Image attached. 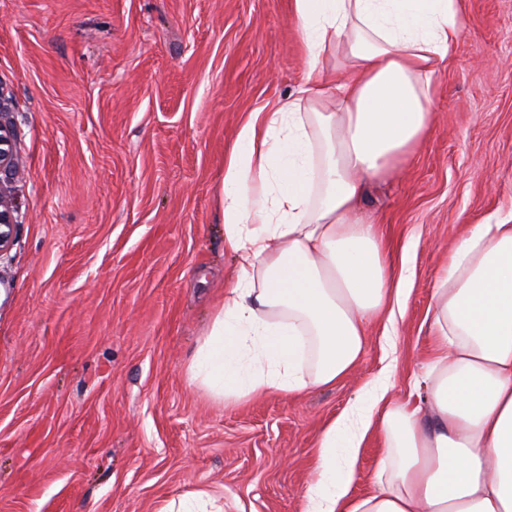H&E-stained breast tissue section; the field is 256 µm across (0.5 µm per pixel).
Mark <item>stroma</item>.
<instances>
[{"mask_svg":"<svg viewBox=\"0 0 512 512\" xmlns=\"http://www.w3.org/2000/svg\"><path fill=\"white\" fill-rule=\"evenodd\" d=\"M432 132L367 209L413 277L329 389L241 405L184 369L224 298L217 190L249 113L309 72L292 0H0L21 225L0 255V512H302L317 439L378 376L419 403L437 278L512 217V0H462ZM218 492L197 491L189 496H181L171 499L159 506L157 512H223L217 502ZM210 506V508H208Z\"/></svg>","mask_w":512,"mask_h":512,"instance_id":"stroma-1","label":"stroma"}]
</instances>
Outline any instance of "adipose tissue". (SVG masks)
<instances>
[{
	"mask_svg": "<svg viewBox=\"0 0 512 512\" xmlns=\"http://www.w3.org/2000/svg\"><path fill=\"white\" fill-rule=\"evenodd\" d=\"M311 66L251 113L224 162L233 275L186 368L190 387L238 404L328 388L361 361L368 324L394 316V269L363 212L431 129L435 76L453 61L460 0H293ZM423 404L376 379L318 438L303 512H512V223L473 224L434 293ZM376 489L350 498L371 432Z\"/></svg>",
	"mask_w": 512,
	"mask_h": 512,
	"instance_id": "1",
	"label": "adipose tissue"
}]
</instances>
